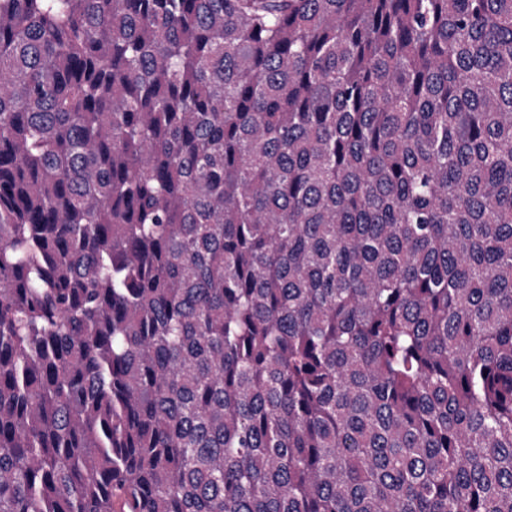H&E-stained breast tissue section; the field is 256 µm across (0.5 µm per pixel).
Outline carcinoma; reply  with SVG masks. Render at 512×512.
<instances>
[{
    "label": "carcinoma",
    "mask_w": 512,
    "mask_h": 512,
    "mask_svg": "<svg viewBox=\"0 0 512 512\" xmlns=\"http://www.w3.org/2000/svg\"><path fill=\"white\" fill-rule=\"evenodd\" d=\"M0 512H512V0H0Z\"/></svg>",
    "instance_id": "carcinoma-1"
}]
</instances>
